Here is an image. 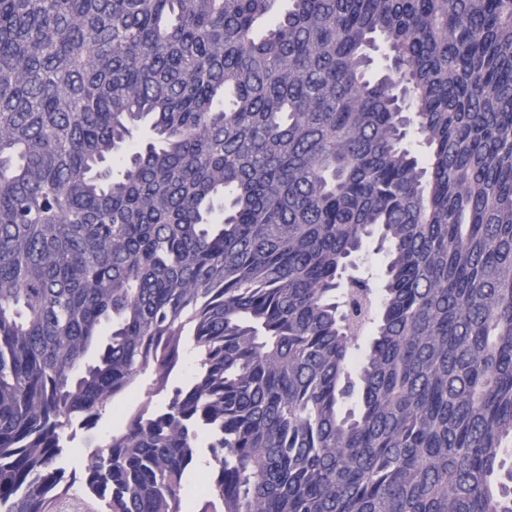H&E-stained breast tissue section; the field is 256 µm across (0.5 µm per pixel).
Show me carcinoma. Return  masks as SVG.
Segmentation results:
<instances>
[{
  "instance_id": "cac0c4a2",
  "label": "carcinoma",
  "mask_w": 512,
  "mask_h": 512,
  "mask_svg": "<svg viewBox=\"0 0 512 512\" xmlns=\"http://www.w3.org/2000/svg\"><path fill=\"white\" fill-rule=\"evenodd\" d=\"M274 2L0 0V512H512V0ZM377 243L370 242L364 251H362L354 260L353 265H349L344 273V280L350 277H358L368 273H378L380 271V260L382 254H377L375 249ZM98 510H100L99 503L82 492H70L58 501L55 508V512H98Z\"/></svg>"
}]
</instances>
